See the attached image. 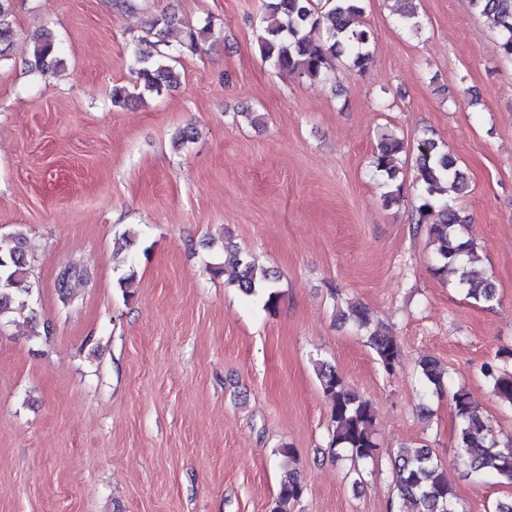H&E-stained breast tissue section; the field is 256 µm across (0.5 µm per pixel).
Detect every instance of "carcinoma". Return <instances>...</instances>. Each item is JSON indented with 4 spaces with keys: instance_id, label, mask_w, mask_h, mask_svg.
<instances>
[{
    "instance_id": "cac0c4a2",
    "label": "carcinoma",
    "mask_w": 512,
    "mask_h": 512,
    "mask_svg": "<svg viewBox=\"0 0 512 512\" xmlns=\"http://www.w3.org/2000/svg\"><path fill=\"white\" fill-rule=\"evenodd\" d=\"M405 7L398 23L409 31L419 30L415 0H403ZM476 11L484 16L498 33L501 54L512 59V0H471ZM365 10V0H264L260 21L258 48L262 57L275 68L297 73L309 79H319L343 58L362 70L373 59V31L357 24ZM10 0H0V57L6 55L13 37ZM320 29L324 35L314 38ZM59 64L54 40L47 34L37 37L33 59L28 67L45 71ZM132 69L142 92L156 96L179 82L174 66L149 56L133 58ZM404 141L396 134L384 133L378 139L372 167L384 180L385 195L391 204L401 197L404 182L398 166L404 152ZM414 185L418 192L414 224L425 229L434 247L433 271L439 275L449 271L457 275L456 287L464 298L475 304L490 306L497 301L494 283L479 277L473 270L478 261L475 244L468 237L466 219L444 197H458L468 190V181L456 158L432 138L418 141ZM34 257L25 249L18 233L0 235V325L14 321L13 314L26 305L24 296L29 289L23 284L30 278ZM232 268L233 284L248 297L264 300L267 310L276 308L279 293L275 289L276 272L256 263L253 257L236 245L224 243V267ZM83 268L71 265L63 270L67 278L58 295L61 303L71 296V285L82 280ZM343 322L365 334L382 371L392 374L400 362L401 351L395 336L369 329L367 309L352 305L340 314ZM502 363H486L483 376L492 387L500 405L512 409V370L506 362L512 351L499 354ZM317 377L326 399L331 404L332 435L328 451L334 459H349L355 467L373 461L378 448L375 441L374 410L371 403L359 396L339 375L336 367L316 360ZM444 372L430 357L421 360L423 389L441 385ZM455 402L457 427L456 444L459 463L475 480L500 477L512 482V440L505 452H493L497 441L488 419L463 388L458 389ZM395 499L401 512H469L448 484L444 468L427 446L401 448L393 463ZM306 485L290 471L269 512H295L304 497Z\"/></svg>"
}]
</instances>
